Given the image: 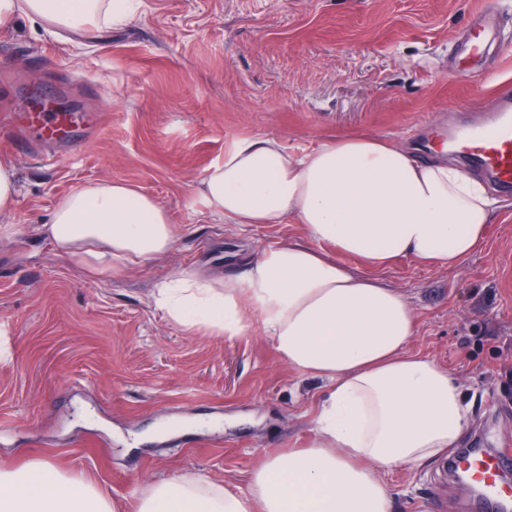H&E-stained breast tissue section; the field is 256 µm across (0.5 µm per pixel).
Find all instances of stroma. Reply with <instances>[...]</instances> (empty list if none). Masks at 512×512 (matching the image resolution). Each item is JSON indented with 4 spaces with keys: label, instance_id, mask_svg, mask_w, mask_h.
Instances as JSON below:
<instances>
[{
    "label": "stroma",
    "instance_id": "stroma-1",
    "mask_svg": "<svg viewBox=\"0 0 512 512\" xmlns=\"http://www.w3.org/2000/svg\"><path fill=\"white\" fill-rule=\"evenodd\" d=\"M479 0H140L120 26L60 34L27 19L0 33V62L47 64L0 79V106L26 85L70 91L64 143L14 154L19 187L0 241V465L33 458L137 512L150 482L198 475L245 487L258 461L308 447L322 382L282 363L262 328L237 340L192 333L155 308L184 266L238 274L247 257L303 240L298 224H227L198 189L224 147L248 134L300 154L341 134L404 146L437 119L479 117L512 77V0L499 73H462L448 48ZM114 180L171 213L166 255L93 278L37 239L64 196ZM459 267L403 258L379 272L413 311V352L448 368L472 404L460 445L512 439V195ZM385 480L392 512H476L447 458Z\"/></svg>",
    "mask_w": 512,
    "mask_h": 512
}]
</instances>
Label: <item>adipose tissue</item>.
I'll use <instances>...</instances> for the list:
<instances>
[{
  "instance_id": "obj_1",
  "label": "adipose tissue",
  "mask_w": 512,
  "mask_h": 512,
  "mask_svg": "<svg viewBox=\"0 0 512 512\" xmlns=\"http://www.w3.org/2000/svg\"><path fill=\"white\" fill-rule=\"evenodd\" d=\"M130 13L129 0H0V31L21 17L78 31ZM200 200L231 224L296 219L305 239L262 250L240 275L181 268L156 286L155 307L186 330L227 339L261 326L283 363L329 389L310 446L262 460L246 490L160 479L138 512H390L384 474L456 447L472 413L447 369L410 352L413 312L376 274L400 257L457 267L483 243L498 200L456 166L417 161L367 134L302 155L269 136L236 138L209 167ZM35 233L97 275L167 254L175 226L156 198L114 181L71 193ZM342 254L358 256L363 272ZM113 509L50 461L0 468V512Z\"/></svg>"
}]
</instances>
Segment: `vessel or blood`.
I'll list each match as a JSON object with an SVG mask.
<instances>
[{
  "mask_svg": "<svg viewBox=\"0 0 512 512\" xmlns=\"http://www.w3.org/2000/svg\"><path fill=\"white\" fill-rule=\"evenodd\" d=\"M497 16L489 0L473 13L463 39L454 43L453 57L471 70L486 58H502ZM64 122L63 116L40 108L27 114L13 110L0 114V136L16 148L39 141L51 145ZM448 148L462 161L466 171L486 177L499 193L512 195V89L502 90L494 112L478 123L460 122L449 136ZM456 472L478 492L486 512H512V483L503 472L512 470V446L495 451H464L455 461Z\"/></svg>",
  "mask_w": 512,
  "mask_h": 512,
  "instance_id": "b4317fda",
  "label": "vessel or blood"
}]
</instances>
